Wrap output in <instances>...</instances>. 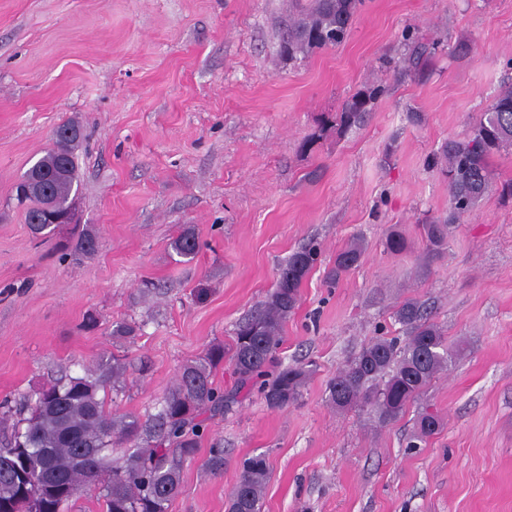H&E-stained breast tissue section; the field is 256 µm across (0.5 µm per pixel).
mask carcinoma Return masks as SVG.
Returning <instances> with one entry per match:
<instances>
[{
    "mask_svg": "<svg viewBox=\"0 0 512 512\" xmlns=\"http://www.w3.org/2000/svg\"><path fill=\"white\" fill-rule=\"evenodd\" d=\"M362 0H290L288 26L282 47L288 56H308L340 44L347 35ZM383 95L379 85L357 92L336 113L339 133L363 121ZM61 127L70 135L53 138L52 147L35 163L37 181L14 199L26 207V223L36 234L51 237L61 225L43 220L33 223L47 209L65 215L77 182L74 151L82 138L81 126L68 121ZM512 153V83L504 85L495 99L473 121L463 141L448 140L433 155L430 165L448 178L449 212L443 219L421 225L428 258L448 247L453 224L469 214L491 186L489 161L495 154ZM92 230L86 228L64 244L76 252L96 248ZM181 257L199 250L195 234L183 230L173 242ZM363 242L354 238L336 254L328 280L358 266ZM321 250L312 243L293 252L277 270L275 289L261 310L236 332L230 361L243 386L257 389L267 406L282 410L296 404L311 374L300 363L271 371L288 317L294 312L300 288L320 261ZM406 339H374L329 384V399L336 409L373 408L387 423L404 414L419 394L446 371L451 360L443 328L432 321L424 304L405 299L394 312ZM224 360V351L213 348L205 357L184 365L162 409L149 422L133 414L109 408L107 389L126 375L127 364L112 357V365L88 370L62 385L40 390L30 416L14 424L10 439L0 444V512H62L72 499L98 491L102 512H167L180 489V467L195 457L203 432L200 416L219 411L234 401L214 383L213 368ZM442 423L424 412L418 418L416 438L434 435ZM124 448L119 458L112 449ZM268 478L265 455L247 459L229 495L228 512H260Z\"/></svg>",
    "mask_w": 512,
    "mask_h": 512,
    "instance_id": "obj_1",
    "label": "carcinoma"
}]
</instances>
